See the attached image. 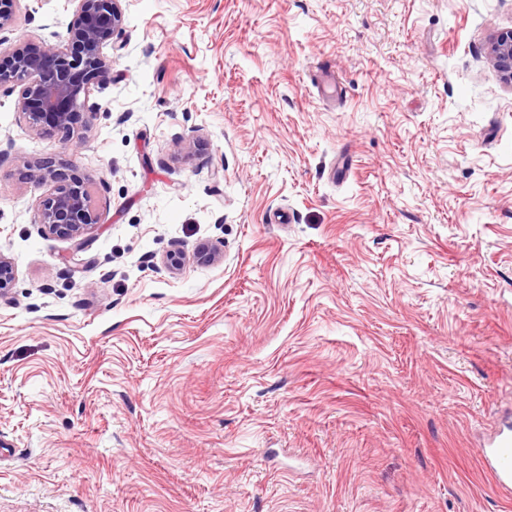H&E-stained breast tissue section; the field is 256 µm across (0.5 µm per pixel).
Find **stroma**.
<instances>
[{"instance_id":"obj_1","label":"stroma","mask_w":512,"mask_h":512,"mask_svg":"<svg viewBox=\"0 0 512 512\" xmlns=\"http://www.w3.org/2000/svg\"><path fill=\"white\" fill-rule=\"evenodd\" d=\"M122 5L76 139L0 91V512H512V0ZM44 159L84 243L34 222ZM490 55L504 78L512 83V32L491 43ZM23 179L32 183L48 180L58 183L55 190L42 200L35 214V224L53 236L83 240L101 223V214L79 180L67 181L48 162L29 165L22 173ZM484 465L505 497H512V422L504 425L483 451Z\"/></svg>"}]
</instances>
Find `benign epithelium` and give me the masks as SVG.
<instances>
[{
	"label": "benign epithelium",
	"instance_id": "7a95c632",
	"mask_svg": "<svg viewBox=\"0 0 512 512\" xmlns=\"http://www.w3.org/2000/svg\"><path fill=\"white\" fill-rule=\"evenodd\" d=\"M20 0H0V33L9 29ZM67 35L56 44L19 43L0 61V89L18 92L17 110L36 131L68 132L83 113L96 88L112 83V56L105 49L125 32L122 0H74ZM490 55L512 83V32L491 43ZM32 183L57 182L42 200L34 223L57 237L77 240L92 234L101 214L84 183L67 181L48 162H37L22 173ZM15 280L11 261L0 255V296Z\"/></svg>",
	"mask_w": 512,
	"mask_h": 512
}]
</instances>
